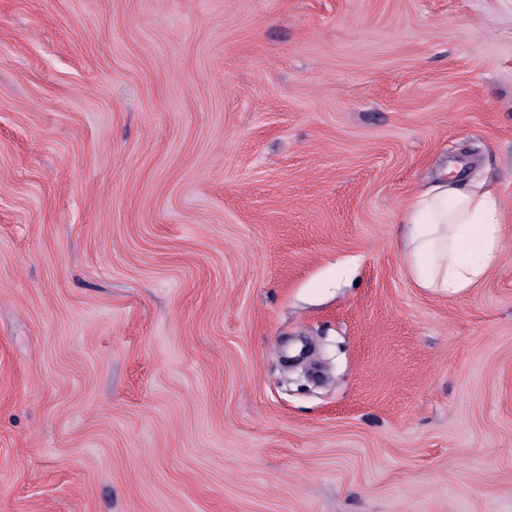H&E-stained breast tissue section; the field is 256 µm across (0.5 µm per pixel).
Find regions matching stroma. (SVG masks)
Segmentation results:
<instances>
[{
    "mask_svg": "<svg viewBox=\"0 0 512 512\" xmlns=\"http://www.w3.org/2000/svg\"><path fill=\"white\" fill-rule=\"evenodd\" d=\"M0 512H512V0H0ZM403 257L419 288L454 294L471 288L501 245L500 205L484 182L442 176L419 191L402 215Z\"/></svg>",
    "mask_w": 512,
    "mask_h": 512,
    "instance_id": "1",
    "label": "stroma"
}]
</instances>
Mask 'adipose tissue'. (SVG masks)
Returning <instances> with one entry per match:
<instances>
[{
	"label": "adipose tissue",
	"instance_id": "1",
	"mask_svg": "<svg viewBox=\"0 0 512 512\" xmlns=\"http://www.w3.org/2000/svg\"><path fill=\"white\" fill-rule=\"evenodd\" d=\"M403 257L415 285L454 294L472 287L501 245L500 205L484 183L441 177L402 215Z\"/></svg>",
	"mask_w": 512,
	"mask_h": 512
}]
</instances>
